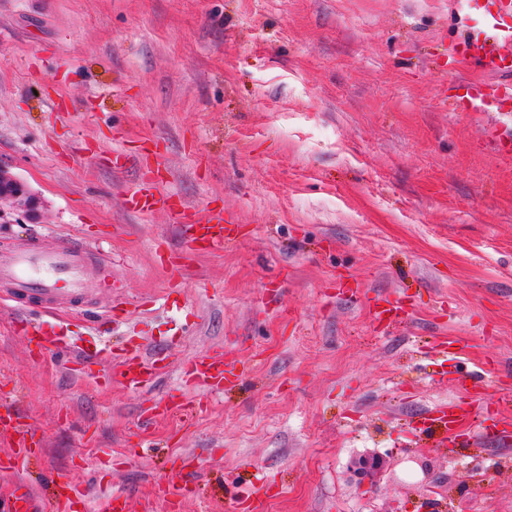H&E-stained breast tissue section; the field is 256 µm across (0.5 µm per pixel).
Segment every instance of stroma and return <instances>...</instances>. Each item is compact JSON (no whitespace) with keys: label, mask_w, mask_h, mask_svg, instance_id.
<instances>
[{"label":"stroma","mask_w":512,"mask_h":512,"mask_svg":"<svg viewBox=\"0 0 512 512\" xmlns=\"http://www.w3.org/2000/svg\"><path fill=\"white\" fill-rule=\"evenodd\" d=\"M483 20L462 0H0V166L42 213L1 219L0 249L95 239L122 336L169 362L142 391L104 356L74 375L0 308V399L37 429L38 494L66 473L88 512L116 491L169 512L156 483L184 469L180 512H238L264 486V512H512V425L417 436L474 377L472 417L512 413V164L493 114L449 109L461 75L438 64ZM157 137L169 190L239 233L180 288L155 255L175 224L130 212L134 172L112 166ZM385 295L405 306L390 326ZM207 350L241 381L183 390ZM487 142L501 161L510 162L512 160V122L499 121L490 124L487 130Z\"/></svg>","instance_id":"obj_1"}]
</instances>
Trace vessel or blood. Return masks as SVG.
I'll return each instance as SVG.
<instances>
[{"label":"vessel or blood","instance_id":"1","mask_svg":"<svg viewBox=\"0 0 512 512\" xmlns=\"http://www.w3.org/2000/svg\"><path fill=\"white\" fill-rule=\"evenodd\" d=\"M491 2L484 24L468 30L458 44L454 65L471 71L472 77L464 82L465 95L451 97V111L512 112V0ZM487 141L500 160H512V122L490 124ZM112 165L138 169L125 192L130 211L147 214L162 209L176 224L181 248L157 254L158 263L169 271L172 280H181L191 253L223 251L233 238L234 230L225 224L223 212L199 210L170 192L160 169L147 161L116 149ZM114 285L111 258L80 238L64 237L50 247L29 242L0 252V294L17 304L35 301L49 309L84 305L95 292L109 291ZM165 370L164 355L153 350L116 362L112 375L129 389L140 390L157 383ZM184 373L197 385L212 389L238 378L234 361L218 350L195 356L185 365ZM463 401L455 399L436 408L429 418L428 433L447 438L468 415ZM0 430L12 432L15 440L6 469L24 471L30 452L28 441L35 435L33 426L14 419L11 404L4 403L0 405ZM44 508L30 484L17 483L8 512H43Z\"/></svg>","mask_w":512,"mask_h":512}]
</instances>
